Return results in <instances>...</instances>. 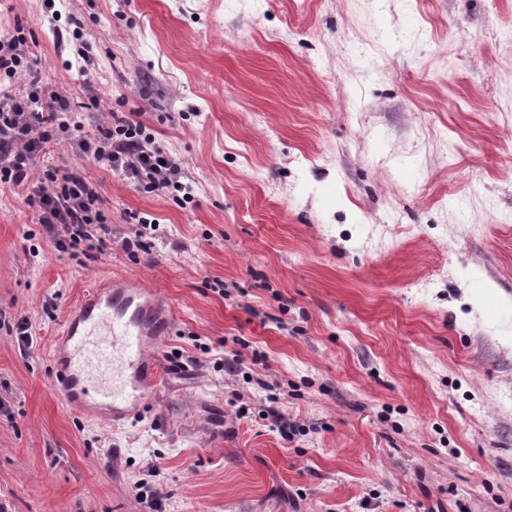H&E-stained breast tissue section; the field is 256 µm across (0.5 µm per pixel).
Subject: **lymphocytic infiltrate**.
<instances>
[{
  "mask_svg": "<svg viewBox=\"0 0 512 512\" xmlns=\"http://www.w3.org/2000/svg\"><path fill=\"white\" fill-rule=\"evenodd\" d=\"M21 90H13L17 77ZM67 138L104 170L132 180L147 192L182 191L180 163L152 143L151 134L130 117H116L97 134L87 135L68 98L49 90L21 30L0 33V186H31L26 197L37 207L42 224H60L69 247L104 242L112 230L84 175L68 170L43 171L32 166L45 147Z\"/></svg>",
  "mask_w": 512,
  "mask_h": 512,
  "instance_id": "1",
  "label": "lymphocytic infiltrate"
}]
</instances>
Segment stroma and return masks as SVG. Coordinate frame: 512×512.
Segmentation results:
<instances>
[{"label": "stroma", "mask_w": 512, "mask_h": 512, "mask_svg": "<svg viewBox=\"0 0 512 512\" xmlns=\"http://www.w3.org/2000/svg\"><path fill=\"white\" fill-rule=\"evenodd\" d=\"M60 10L0 0V29L86 132L141 121L194 200L50 145L34 172L83 174L112 226L85 255L0 188V512H512V0ZM135 214L158 227L130 253ZM104 279L172 313L161 383L121 422L51 388Z\"/></svg>", "instance_id": "35a3bbf8"}]
</instances>
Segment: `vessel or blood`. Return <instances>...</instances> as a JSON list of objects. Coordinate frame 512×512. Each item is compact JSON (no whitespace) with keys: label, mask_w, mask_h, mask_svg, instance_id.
Wrapping results in <instances>:
<instances>
[{"label":"vessel or blood","mask_w":512,"mask_h":512,"mask_svg":"<svg viewBox=\"0 0 512 512\" xmlns=\"http://www.w3.org/2000/svg\"><path fill=\"white\" fill-rule=\"evenodd\" d=\"M167 324L142 289H94L69 312L53 351L55 391L116 419L144 411L162 378L148 342Z\"/></svg>","instance_id":"1"}]
</instances>
